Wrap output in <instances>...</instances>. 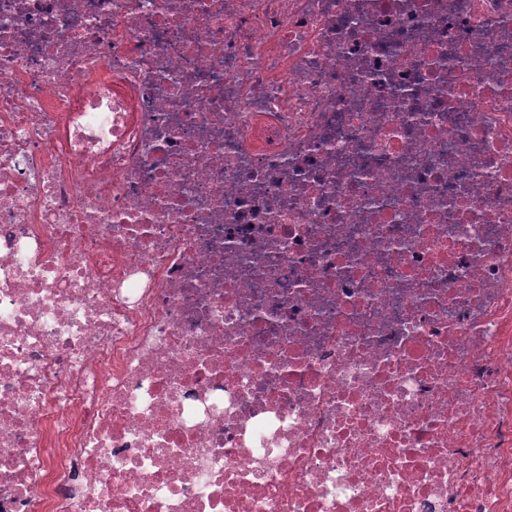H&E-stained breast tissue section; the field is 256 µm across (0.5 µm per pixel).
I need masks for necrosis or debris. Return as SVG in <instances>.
I'll return each instance as SVG.
<instances>
[{"label":"necrosis or debris","instance_id":"4bbe7bcc","mask_svg":"<svg viewBox=\"0 0 512 512\" xmlns=\"http://www.w3.org/2000/svg\"><path fill=\"white\" fill-rule=\"evenodd\" d=\"M0 512H512V0H0Z\"/></svg>","mask_w":512,"mask_h":512}]
</instances>
